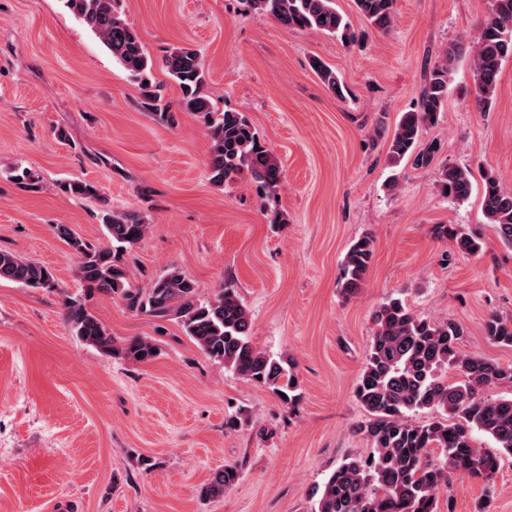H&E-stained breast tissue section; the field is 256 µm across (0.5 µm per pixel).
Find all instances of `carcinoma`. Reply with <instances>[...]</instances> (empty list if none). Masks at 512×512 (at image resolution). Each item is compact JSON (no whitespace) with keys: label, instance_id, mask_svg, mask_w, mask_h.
Instances as JSON below:
<instances>
[{"label":"carcinoma","instance_id":"cac0c4a2","mask_svg":"<svg viewBox=\"0 0 512 512\" xmlns=\"http://www.w3.org/2000/svg\"><path fill=\"white\" fill-rule=\"evenodd\" d=\"M248 8L268 16L284 29H316L347 38L350 23L336 8V0H246ZM65 6L102 42L138 86L141 106L158 122L174 121L162 86L153 80L154 61L138 31L127 21L122 0H64ZM358 12L380 32L389 29L393 0H355ZM462 49L448 45L443 61L428 74L418 109L405 112L389 143L393 164L409 159L417 167L428 165L436 146L419 149L423 126L433 124L448 101V83ZM512 58V0H490L480 39L472 51L476 103L490 109L503 63ZM160 67L179 87V108L199 116L212 140L207 168L216 184L229 183L244 172L256 188L271 197L280 182V167L274 155L240 112L219 108L206 93L207 72L199 51L178 47L161 59ZM315 73L329 91L340 97L344 85L336 70L318 62ZM441 190L457 201L467 200L473 190L467 168L443 167ZM76 198L99 195L96 186L82 181L61 185ZM482 209L495 226L501 242L512 246V189L493 171L483 174ZM107 242L93 245L64 225L57 226L76 257V275L84 288L120 295L132 311L180 322L185 334L207 356L242 378L265 386L282 401H297L294 366L252 344V321L237 291L221 286L213 298L200 301L195 284L176 268L158 277L150 288H134L126 278L121 256L140 242L148 229L137 210L99 213ZM439 238L452 242L457 251H480L477 237L447 225L436 227ZM374 251V239L364 235L348 249L343 260V291L354 295L361 288ZM31 288H54L52 272L44 265L0 251V280ZM65 318L74 335L104 352L115 342L102 323L76 299L64 302ZM373 330L355 396L367 415L359 431L371 442L366 458L348 457L314 492L312 512H439L441 490L455 473L485 481L493 479L504 458L512 456V366L460 350L463 327L454 321H431L417 317L400 298L390 297L373 312ZM485 335L495 344L512 347V321L492 316ZM121 352L133 360L156 355V345L147 338L128 341ZM453 371L457 379L448 380ZM494 385L502 389L495 398L481 396ZM429 409L438 416L424 423L412 420L414 413ZM494 444L480 448L473 433ZM441 449L433 459L429 451ZM237 465L213 473L201 488V496H224L240 479Z\"/></svg>","mask_w":512,"mask_h":512}]
</instances>
